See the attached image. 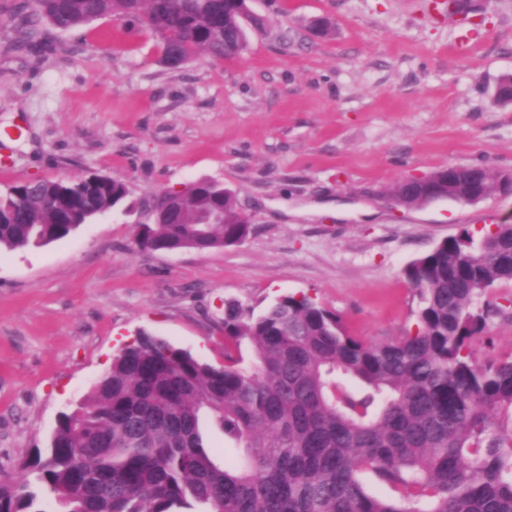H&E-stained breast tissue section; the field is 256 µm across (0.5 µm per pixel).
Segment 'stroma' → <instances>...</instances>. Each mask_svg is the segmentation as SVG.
I'll return each mask as SVG.
<instances>
[{"label":"stroma","mask_w":512,"mask_h":512,"mask_svg":"<svg viewBox=\"0 0 512 512\" xmlns=\"http://www.w3.org/2000/svg\"><path fill=\"white\" fill-rule=\"evenodd\" d=\"M0 0V192L31 179L108 175L139 203L208 178L254 214L220 251L137 250L139 212L0 253V480L46 448L138 331L215 367L224 304L262 310L305 293L367 342L413 330L402 270L440 240L512 224V195L407 210L398 180L455 163L512 173V0H472L478 21L430 0H251L266 19L237 58L171 71L149 32L102 19L49 29L35 62L5 52ZM332 25L316 38L312 25Z\"/></svg>","instance_id":"obj_1"}]
</instances>
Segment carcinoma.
Masks as SVG:
<instances>
[{
  "mask_svg": "<svg viewBox=\"0 0 512 512\" xmlns=\"http://www.w3.org/2000/svg\"><path fill=\"white\" fill-rule=\"evenodd\" d=\"M250 0H31L12 49L40 60L42 20L71 31L103 18L149 31L171 71L247 47ZM170 213L138 226L144 250H221L243 242L236 198L223 184L184 185ZM106 175L40 179L0 193V250L68 237L127 201ZM392 196L419 208L400 180ZM418 297L415 331L379 343L349 335L307 294L256 313L224 303V366L140 331L69 413L49 447L0 483V512H512V357L476 360L488 290L512 284V225L464 230L403 268ZM252 354L244 364L241 346ZM235 454L218 458L206 428ZM371 473L398 493H370Z\"/></svg>",
  "mask_w": 512,
  "mask_h": 512,
  "instance_id": "cac0c4a2",
  "label": "carcinoma"
}]
</instances>
